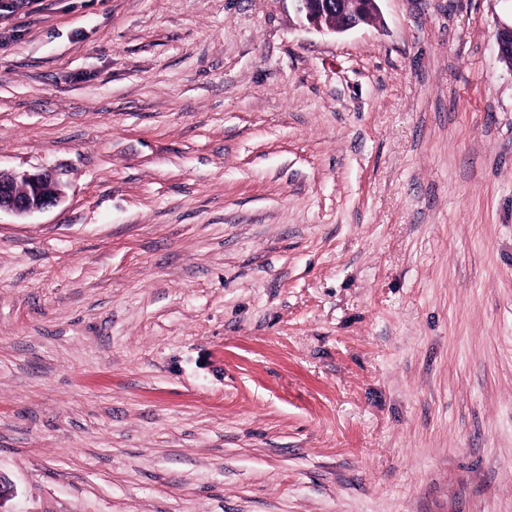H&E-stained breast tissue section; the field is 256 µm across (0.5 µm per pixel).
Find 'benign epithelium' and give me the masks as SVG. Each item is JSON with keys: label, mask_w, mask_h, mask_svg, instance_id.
Listing matches in <instances>:
<instances>
[{"label": "benign epithelium", "mask_w": 512, "mask_h": 512, "mask_svg": "<svg viewBox=\"0 0 512 512\" xmlns=\"http://www.w3.org/2000/svg\"><path fill=\"white\" fill-rule=\"evenodd\" d=\"M298 15L318 31L344 33L370 22L379 14V0H291ZM498 56L512 57V24L496 38ZM61 196L58 181L49 173L19 177L0 174V212L30 215L55 205Z\"/></svg>", "instance_id": "benign-epithelium-1"}]
</instances>
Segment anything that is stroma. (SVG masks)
Listing matches in <instances>:
<instances>
[{
  "label": "stroma",
  "mask_w": 512,
  "mask_h": 512,
  "mask_svg": "<svg viewBox=\"0 0 512 512\" xmlns=\"http://www.w3.org/2000/svg\"><path fill=\"white\" fill-rule=\"evenodd\" d=\"M8 512H512V0H9ZM380 0H291L298 15L318 31L344 33L370 22L372 15L379 16ZM340 12L342 21L336 25V13L342 4H350ZM59 183L49 173H26L20 177L0 174V213L30 215L54 206L60 196Z\"/></svg>",
  "instance_id": "1"
}]
</instances>
